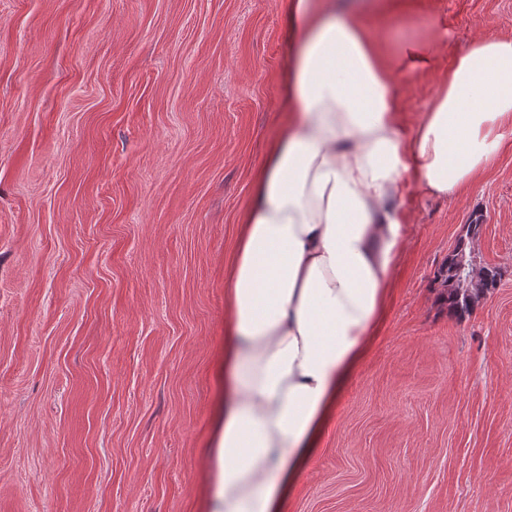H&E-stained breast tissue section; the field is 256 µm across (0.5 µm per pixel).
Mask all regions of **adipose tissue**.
I'll use <instances>...</instances> for the list:
<instances>
[{
  "instance_id": "ef3b65f1",
  "label": "adipose tissue",
  "mask_w": 512,
  "mask_h": 512,
  "mask_svg": "<svg viewBox=\"0 0 512 512\" xmlns=\"http://www.w3.org/2000/svg\"><path fill=\"white\" fill-rule=\"evenodd\" d=\"M406 0H290L288 124L259 171L225 281L223 403L210 512H283L375 334L401 253L408 187L452 198L512 145V39L457 57L405 129L397 72L431 64L406 40L387 59L362 25Z\"/></svg>"
}]
</instances>
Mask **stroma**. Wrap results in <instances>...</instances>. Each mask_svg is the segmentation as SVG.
<instances>
[{
  "instance_id": "35a3bbf8",
  "label": "stroma",
  "mask_w": 512,
  "mask_h": 512,
  "mask_svg": "<svg viewBox=\"0 0 512 512\" xmlns=\"http://www.w3.org/2000/svg\"><path fill=\"white\" fill-rule=\"evenodd\" d=\"M371 37L448 35L399 75L405 126L512 0H416ZM288 0H0V512H208L224 280L287 119ZM502 277L449 316L439 269ZM377 336L283 512H512V147L410 190Z\"/></svg>"
}]
</instances>
